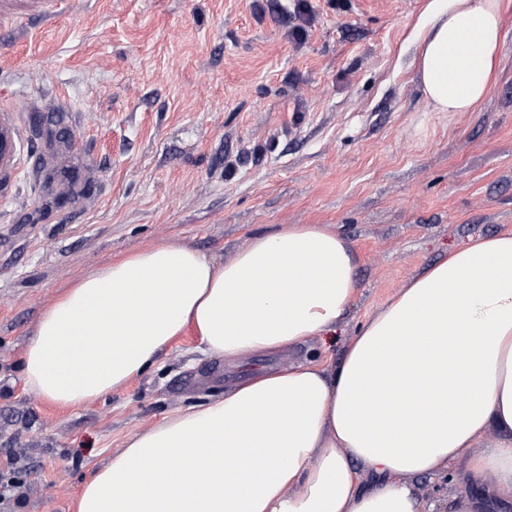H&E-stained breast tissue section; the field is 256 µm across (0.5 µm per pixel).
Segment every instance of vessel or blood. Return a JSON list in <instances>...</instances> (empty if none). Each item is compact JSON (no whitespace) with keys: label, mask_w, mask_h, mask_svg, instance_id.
<instances>
[{"label":"vessel or blood","mask_w":512,"mask_h":512,"mask_svg":"<svg viewBox=\"0 0 512 512\" xmlns=\"http://www.w3.org/2000/svg\"><path fill=\"white\" fill-rule=\"evenodd\" d=\"M60 0H0V24L36 15L53 18ZM43 130L33 113L14 104L0 105V214L18 206V183L23 173L34 172L40 157L31 142H43Z\"/></svg>","instance_id":"1"}]
</instances>
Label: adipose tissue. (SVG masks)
<instances>
[{
  "mask_svg": "<svg viewBox=\"0 0 512 512\" xmlns=\"http://www.w3.org/2000/svg\"><path fill=\"white\" fill-rule=\"evenodd\" d=\"M501 35L502 0H428L416 69L432 111L474 110ZM357 288L347 240L320 224L255 235L222 264L182 244L146 248L42 312L22 376L39 398L80 407L189 328L230 362L327 335ZM423 476L475 489L465 512L512 505V233L425 269L337 363L249 375L130 437L84 484L77 512H419Z\"/></svg>",
  "mask_w": 512,
  "mask_h": 512,
  "instance_id": "obj_1",
  "label": "adipose tissue"
}]
</instances>
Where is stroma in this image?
<instances>
[{"mask_svg":"<svg viewBox=\"0 0 512 512\" xmlns=\"http://www.w3.org/2000/svg\"><path fill=\"white\" fill-rule=\"evenodd\" d=\"M63 0L55 21L0 29V103L66 100L77 197L60 180L0 222V457L23 504L75 512L84 483L133 435L250 374L338 359L409 280L471 240L512 232V0L494 81L471 112H434L413 67L426 0ZM324 224L352 245L358 295L335 334L241 366L194 331L125 388L76 409L28 391L43 310L115 258L178 243L223 263L253 234ZM294 6V19L298 21L290 32L292 40L296 43L304 42L309 33L311 22L313 21L314 13L306 0L295 1Z\"/></svg>","mask_w":512,"mask_h":512,"instance_id":"35a3bbf8","label":"stroma"}]
</instances>
